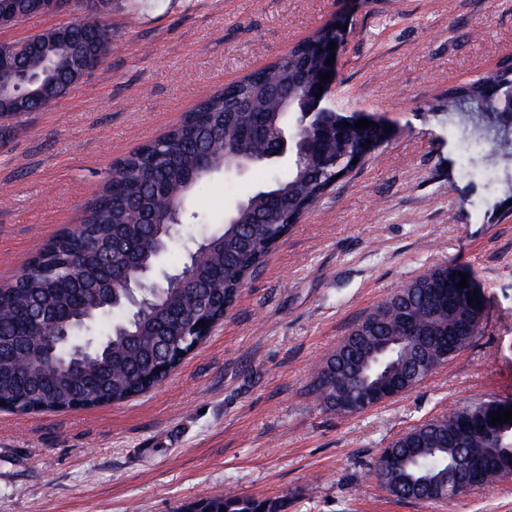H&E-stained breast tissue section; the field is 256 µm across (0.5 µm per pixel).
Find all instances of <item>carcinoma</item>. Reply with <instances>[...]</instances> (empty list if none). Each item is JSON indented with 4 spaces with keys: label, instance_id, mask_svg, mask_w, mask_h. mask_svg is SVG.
<instances>
[{
    "label": "carcinoma",
    "instance_id": "carcinoma-1",
    "mask_svg": "<svg viewBox=\"0 0 512 512\" xmlns=\"http://www.w3.org/2000/svg\"><path fill=\"white\" fill-rule=\"evenodd\" d=\"M332 36L326 26L298 42L263 71H254L197 104L183 120L156 140L144 143L118 161L98 199L85 211L81 224L47 240L22 273L0 292L6 312L0 315V406L19 413L64 412L127 401L164 380L188 353L202 343L232 310L250 278L268 254L322 197L363 163L388 139L385 126L357 128L356 113L327 97L322 109L334 117L339 135L309 155H292L286 173L256 187L236 204L209 237L196 268L192 288L155 285L151 303L121 324L111 322L93 347L79 353L59 371L48 375V364L28 352L39 332L28 327V312L40 305L51 312L91 326L107 309L87 291L93 286L105 296H123L119 285L123 260L96 254L95 243L105 237L132 240L141 264L152 266L165 240L140 225L144 210L164 218L212 174L242 155L249 168L268 163L265 144L243 140L245 126L286 129L293 138L305 134V114L297 102L286 104L279 93L301 95L315 74L309 59L318 43ZM41 40L39 50L24 56L17 68L0 65V87L22 98L24 110L37 111L34 93L46 104L68 85L79 84L69 68L75 47L92 43L90 63L97 68L112 47V31L101 22L70 24ZM499 91H512V61L489 76ZM475 102L489 111L486 88L476 83L449 92L456 110ZM371 143H366V140ZM207 153L209 169L199 165ZM458 270L440 266L406 284L366 313L321 364L314 391L338 416L362 413L344 406L347 392L388 381L406 389L409 372L426 363L442 366L438 340L448 337V350L458 352L477 336L484 318V295L458 287ZM390 351L379 362L375 352ZM512 409L511 402L478 400L444 418L425 421L382 449L373 474L389 492L407 498L422 481L448 479L450 465L472 456L481 461L471 471L476 486L491 488L512 476V424L492 425L491 414ZM401 458L399 467L384 469L389 454ZM286 500H256L236 495L202 499L190 512H287Z\"/></svg>",
    "mask_w": 512,
    "mask_h": 512
}]
</instances>
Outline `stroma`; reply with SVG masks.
<instances>
[{
    "label": "stroma",
    "mask_w": 512,
    "mask_h": 512,
    "mask_svg": "<svg viewBox=\"0 0 512 512\" xmlns=\"http://www.w3.org/2000/svg\"><path fill=\"white\" fill-rule=\"evenodd\" d=\"M71 0L0 31L20 40L99 14L112 47L49 109L0 114V286L79 224L115 162L207 94L266 67L334 19L331 93L385 118L388 141L268 255L207 340L148 392L61 413L0 412V512H186L228 493L288 512H512V477L440 502L399 498L370 468L424 421L512 400V165L485 164L450 88L512 59V0ZM275 170L221 174L183 236L210 229ZM485 295L479 334L399 396L323 408L314 370L358 318L437 266Z\"/></svg>",
    "instance_id": "1"
}]
</instances>
